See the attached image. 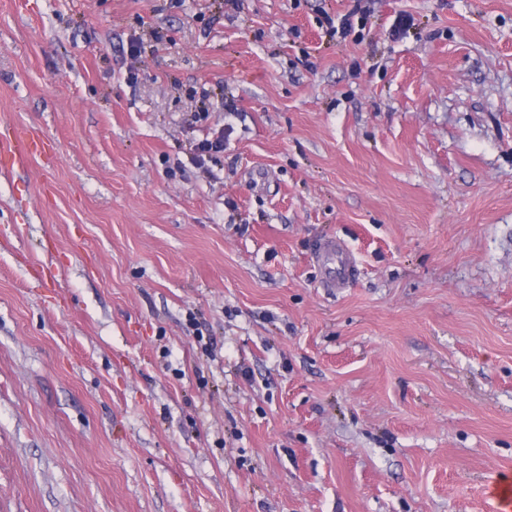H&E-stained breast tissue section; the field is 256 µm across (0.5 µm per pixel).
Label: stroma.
Here are the masks:
<instances>
[{
  "mask_svg": "<svg viewBox=\"0 0 512 512\" xmlns=\"http://www.w3.org/2000/svg\"><path fill=\"white\" fill-rule=\"evenodd\" d=\"M19 132L0 512H498L512 0H0ZM38 143L34 139L19 137L15 141L0 144V155L4 154L13 161L21 162L32 152H36ZM318 256L329 288H343L358 271L355 256L340 242L327 241L321 244Z\"/></svg>",
  "mask_w": 512,
  "mask_h": 512,
  "instance_id": "35a3bbf8",
  "label": "stroma"
}]
</instances>
